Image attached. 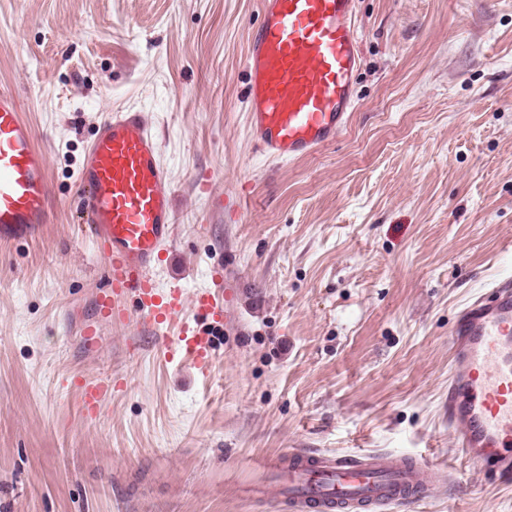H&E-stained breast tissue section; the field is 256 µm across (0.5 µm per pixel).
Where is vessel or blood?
<instances>
[{
  "mask_svg": "<svg viewBox=\"0 0 512 512\" xmlns=\"http://www.w3.org/2000/svg\"><path fill=\"white\" fill-rule=\"evenodd\" d=\"M244 66L249 133L266 158L291 162L334 143L355 109L361 68L356 0H259ZM76 215L106 260L95 295L98 323L135 324L171 357L208 375L214 336L231 323L222 270L211 288L185 297L159 288L154 272L174 248L172 179L143 113L101 120L76 177ZM49 158L23 117L18 93L0 85V242L28 240L49 223ZM448 425L481 479L512 485V281L456 313L450 330ZM85 417L112 394L111 378L72 379ZM291 512H374L429 498L436 476L393 452L327 453L291 448L269 463Z\"/></svg>",
  "mask_w": 512,
  "mask_h": 512,
  "instance_id": "b4317fda",
  "label": "vessel or blood"
}]
</instances>
